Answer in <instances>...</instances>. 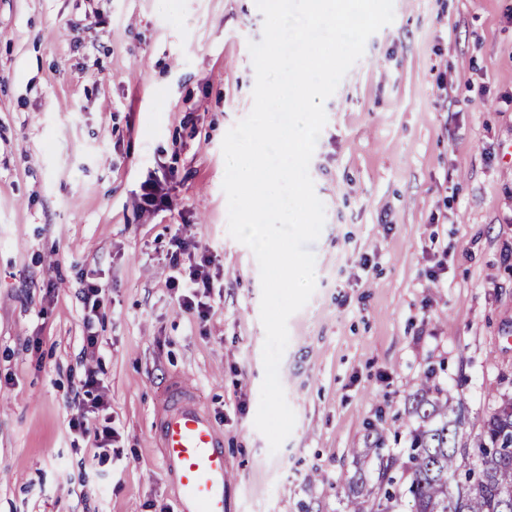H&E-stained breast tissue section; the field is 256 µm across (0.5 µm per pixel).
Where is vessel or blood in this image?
Wrapping results in <instances>:
<instances>
[{"instance_id": "1", "label": "vessel or blood", "mask_w": 512, "mask_h": 512, "mask_svg": "<svg viewBox=\"0 0 512 512\" xmlns=\"http://www.w3.org/2000/svg\"><path fill=\"white\" fill-rule=\"evenodd\" d=\"M152 433L175 488L177 512H227L224 435L185 382L172 384Z\"/></svg>"}]
</instances>
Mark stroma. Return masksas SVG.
<instances>
[{
  "label": "stroma",
  "mask_w": 512,
  "mask_h": 512,
  "mask_svg": "<svg viewBox=\"0 0 512 512\" xmlns=\"http://www.w3.org/2000/svg\"><path fill=\"white\" fill-rule=\"evenodd\" d=\"M255 0H0V512H173L151 436L189 383L224 435L228 512H350L353 449L406 448L422 379L476 438L512 396V0H394L324 103L316 288L279 376L270 453L257 260L227 231L222 140L253 106ZM170 209L140 206L168 169ZM209 248L207 319L165 286ZM108 290L98 342L82 290ZM118 436L69 428L86 369Z\"/></svg>",
  "instance_id": "obj_1"
}]
</instances>
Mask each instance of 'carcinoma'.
I'll use <instances>...</instances> for the list:
<instances>
[{
  "mask_svg": "<svg viewBox=\"0 0 512 512\" xmlns=\"http://www.w3.org/2000/svg\"><path fill=\"white\" fill-rule=\"evenodd\" d=\"M421 385L412 403L418 426L406 453L380 459L376 512L398 503L396 474L405 478L410 512H512V398L502 399L473 441L459 436L461 409ZM353 512L372 490L359 477L346 480Z\"/></svg>",
  "mask_w": 512,
  "mask_h": 512,
  "instance_id": "cac0c4a2",
  "label": "carcinoma"
}]
</instances>
